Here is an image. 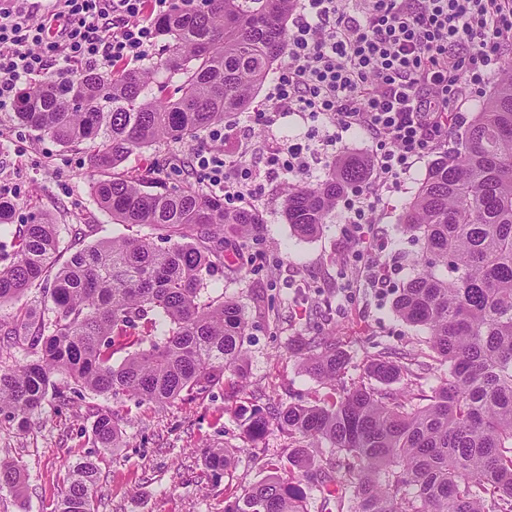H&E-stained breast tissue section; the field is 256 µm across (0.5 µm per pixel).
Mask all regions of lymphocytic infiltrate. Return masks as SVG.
<instances>
[{
    "label": "lymphocytic infiltrate",
    "instance_id": "obj_1",
    "mask_svg": "<svg viewBox=\"0 0 512 512\" xmlns=\"http://www.w3.org/2000/svg\"><path fill=\"white\" fill-rule=\"evenodd\" d=\"M175 0H48L33 23L34 0H0V109L16 106L22 82L49 78L79 63L111 74L149 58L157 19ZM512 46V0H302L288 28L285 62L255 118L272 126L285 112L326 115L343 130L364 129L373 149L369 173L352 203L349 234L362 260L375 246L371 214L387 186L444 147L450 104L503 72ZM197 151L193 170L225 198L260 186L241 158H225L222 130ZM271 174L298 175L317 157L293 144L266 153Z\"/></svg>",
    "mask_w": 512,
    "mask_h": 512
}]
</instances>
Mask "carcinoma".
Segmentation results:
<instances>
[{
    "instance_id": "obj_1",
    "label": "carcinoma",
    "mask_w": 512,
    "mask_h": 512,
    "mask_svg": "<svg viewBox=\"0 0 512 512\" xmlns=\"http://www.w3.org/2000/svg\"><path fill=\"white\" fill-rule=\"evenodd\" d=\"M293 2L178 4L158 24L162 51L149 65L109 76L85 69L24 88L21 122L64 146H97L92 188L112 223L153 226L168 246L114 238L60 265L56 224L45 212L29 215L12 234L13 261L0 269V307L42 285L53 318L28 311L3 331L31 337L39 356L0 369V422L27 427L57 375L71 384L55 392L61 406L86 392L167 402L222 384L226 370L246 378L244 310L229 298H200L226 246L239 255L235 272H247L263 216L227 208L193 186L151 191L120 166L144 148L181 143L249 109L285 53ZM366 176V159L348 154L318 184L292 187L285 217L293 232L316 236ZM402 223L420 252L394 310L427 333L435 364L381 352L362 380L347 384L349 356L322 334L304 337V368L339 396L251 411L248 440L257 444L276 424L297 441L291 457L299 475H270L224 512H307L312 490L333 498L336 512H512V66L474 105L456 147L430 162ZM150 314L160 333L112 364L116 335ZM437 371L443 375L423 403L398 387L419 386ZM93 433L102 449L121 447L113 415L97 412ZM204 461L218 476L234 457L211 447ZM97 481L95 461L71 467L57 512H96ZM0 482L20 488L18 465L0 459Z\"/></svg>"
}]
</instances>
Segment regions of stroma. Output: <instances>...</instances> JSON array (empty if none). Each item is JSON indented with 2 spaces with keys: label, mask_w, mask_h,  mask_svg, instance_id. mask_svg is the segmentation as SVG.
<instances>
[{
  "label": "stroma",
  "mask_w": 512,
  "mask_h": 512,
  "mask_svg": "<svg viewBox=\"0 0 512 512\" xmlns=\"http://www.w3.org/2000/svg\"><path fill=\"white\" fill-rule=\"evenodd\" d=\"M225 155L238 156L247 144L277 148L310 143L320 160L295 176L269 178L264 165H253L258 194L244 206L265 220L262 257L253 258L247 275L220 268L214 271L204 298L236 300L251 322L244 348L248 356L245 382L225 373L224 383L201 394L182 395L165 404L115 400L92 393L68 407L54 397L46 402L30 427L0 423V458L22 470L20 489L0 483V512H54L67 488L69 468L86 458L96 462L100 479L95 492L97 512H224L226 501L267 475L296 474L290 457L291 440L270 427L257 447L244 436V415L254 407L311 401L330 393L327 385L306 374L296 355L294 337L321 332L349 354L348 376L358 379L366 356L380 351L430 362L432 351L422 330L399 319L393 302L414 273L420 245L400 222L405 201L419 187L429 161L421 159L397 187L383 196L372 214L379 250L353 262L356 245L344 232L348 199H341L321 232L312 238L294 234L284 209L287 189L316 185L329 164L345 154L370 156L372 143L360 128L332 140L330 119L294 112L273 127L255 123L252 113L224 120ZM208 133L167 146L157 144L135 153L125 171L173 185L203 187V176L191 171L194 152L211 148ZM89 146L66 148L49 135L19 123L14 110L0 111V191L16 203L14 224L25 223L36 210L48 213L61 239V257L112 237L137 238L149 230L113 223L101 211L92 191ZM180 160V168L169 160ZM91 225L80 233L81 224ZM385 276V287L374 284ZM112 412L120 421L123 445L101 451L93 436L97 411ZM222 446L234 451L236 463L212 477L203 451Z\"/></svg>",
  "instance_id": "stroma-1"
}]
</instances>
